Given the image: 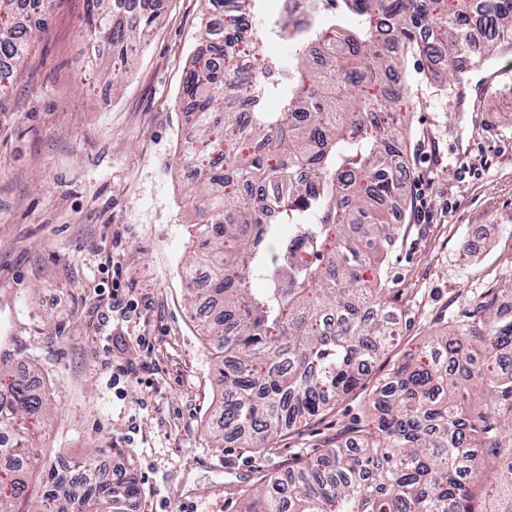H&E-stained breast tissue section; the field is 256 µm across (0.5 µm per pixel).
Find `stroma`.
Listing matches in <instances>:
<instances>
[{"mask_svg":"<svg viewBox=\"0 0 512 512\" xmlns=\"http://www.w3.org/2000/svg\"><path fill=\"white\" fill-rule=\"evenodd\" d=\"M86 0H54L51 18L0 96V359L33 374L44 416L26 420L40 463L92 455L120 466L141 512H237L278 474L358 417L369 389L419 343L498 292L512 306V45L475 63L489 72L464 109L427 84L403 108L407 204L382 284L401 315L398 342L365 388L263 448L210 430L220 389L182 270L194 230L180 153L195 122L179 105L197 53L203 0H170L127 69L85 38ZM432 182L416 221L419 184ZM136 312L102 322L112 282ZM131 374L113 384L115 367Z\"/></svg>","mask_w":512,"mask_h":512,"instance_id":"1","label":"stroma"}]
</instances>
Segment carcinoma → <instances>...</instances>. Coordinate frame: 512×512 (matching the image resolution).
Listing matches in <instances>:
<instances>
[{"mask_svg": "<svg viewBox=\"0 0 512 512\" xmlns=\"http://www.w3.org/2000/svg\"><path fill=\"white\" fill-rule=\"evenodd\" d=\"M168 0H87L83 29L123 63L157 24ZM204 48L187 72L179 104L196 114L197 137L181 162L196 167L188 193L197 252L187 290L212 308L203 331L220 360L218 445L243 435L261 448L274 436L331 409L364 386L366 371L399 337V313L382 287L383 258L396 241L383 203L404 201L409 167L396 163V127L405 85H391L408 54L448 59L479 53L472 24L489 23L496 43L512 44V0H339L336 14L299 44L288 77L257 87L236 61L266 33L289 32L291 14L263 27L258 0H209ZM22 9L42 29L52 0H0V60L13 77L33 36L17 30ZM349 12L358 24H337ZM427 79L461 85L447 64ZM281 101L254 112L256 91ZM265 283L256 296L252 284ZM512 345V319L497 298L475 304L472 320L437 335L369 395L373 413L322 452L264 476L238 512H474L472 488L512 512V372L500 349ZM482 360L472 371L451 358ZM479 384L482 397L472 399ZM46 407L23 376L0 381V512L23 493L15 476L35 466L23 420ZM495 449L491 470L480 465ZM38 512H127L138 489L87 460L54 465Z\"/></svg>", "mask_w": 512, "mask_h": 512, "instance_id": "obj_1", "label": "carcinoma"}]
</instances>
